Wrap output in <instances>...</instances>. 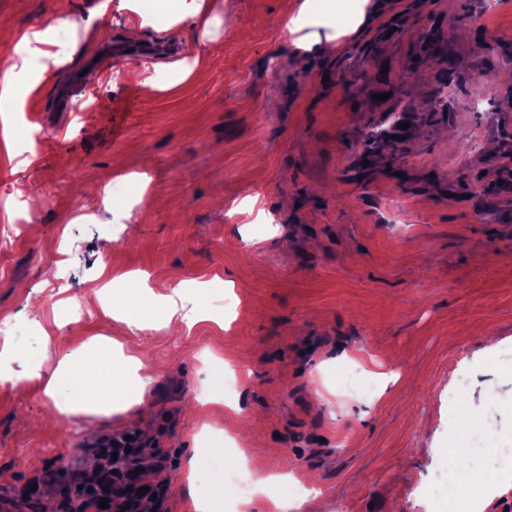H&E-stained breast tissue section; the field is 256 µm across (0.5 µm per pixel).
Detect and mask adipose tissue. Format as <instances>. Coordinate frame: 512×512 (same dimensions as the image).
<instances>
[{"label": "adipose tissue", "instance_id": "adipose-tissue-1", "mask_svg": "<svg viewBox=\"0 0 512 512\" xmlns=\"http://www.w3.org/2000/svg\"><path fill=\"white\" fill-rule=\"evenodd\" d=\"M371 6L372 0H299L297 9L285 24L283 38L271 53L275 56L288 53L299 59L332 54L344 39L362 29ZM336 12L347 14L348 24L320 32L322 19ZM141 293L156 314V321L127 317L117 307L112 310L113 318L124 321L131 334L174 330L189 324L191 314L180 291L158 296L145 286ZM155 373L153 363L139 356L126 357L124 366L113 365L108 344L92 338L84 343L82 350L60 353L51 371L33 365L29 378L39 382L50 413L62 425L71 416L89 408L108 415L145 405Z\"/></svg>", "mask_w": 512, "mask_h": 512}]
</instances>
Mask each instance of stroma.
<instances>
[{"mask_svg":"<svg viewBox=\"0 0 512 512\" xmlns=\"http://www.w3.org/2000/svg\"><path fill=\"white\" fill-rule=\"evenodd\" d=\"M102 1L0 0L18 32L56 26L20 80L18 136L0 137V225L16 204L0 337L18 375L93 337L127 344L85 300L105 274L133 275L116 300L141 279L182 289L197 318L141 332L159 367L144 412L62 427L36 386L0 383V498L45 512L48 486L65 512L99 439L125 433L165 492L141 512H189L187 461L219 425L224 468L290 477L223 512H272L274 497L282 512H443L434 488L473 455L470 431L512 440V0H377L335 55L303 62L270 53L295 0H203L176 29L181 0ZM116 43L126 56L92 66ZM42 66L55 81L36 83ZM88 68L95 96L54 111ZM117 167L133 182L105 196ZM237 364L234 394L201 406Z\"/></svg>","mask_w":512,"mask_h":512,"instance_id":"stroma-1","label":"stroma"}]
</instances>
